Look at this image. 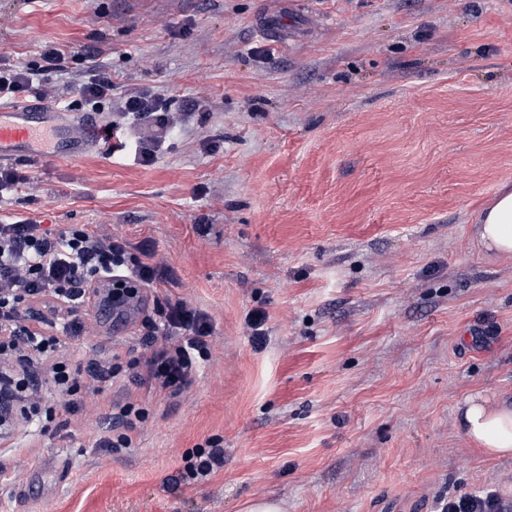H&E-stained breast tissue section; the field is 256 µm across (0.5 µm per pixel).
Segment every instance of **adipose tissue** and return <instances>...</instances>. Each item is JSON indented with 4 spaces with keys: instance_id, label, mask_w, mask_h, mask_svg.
<instances>
[{
    "instance_id": "adipose-tissue-1",
    "label": "adipose tissue",
    "mask_w": 512,
    "mask_h": 512,
    "mask_svg": "<svg viewBox=\"0 0 512 512\" xmlns=\"http://www.w3.org/2000/svg\"><path fill=\"white\" fill-rule=\"evenodd\" d=\"M471 240L488 255L512 256V186L502 185L477 214ZM457 424L483 455L512 454V399L472 393L457 407Z\"/></svg>"
}]
</instances>
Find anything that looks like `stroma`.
Returning <instances> with one entry per match:
<instances>
[{
  "mask_svg": "<svg viewBox=\"0 0 512 512\" xmlns=\"http://www.w3.org/2000/svg\"><path fill=\"white\" fill-rule=\"evenodd\" d=\"M85 44L120 90L201 108L147 166L17 163L0 222L102 224L166 264L124 311L92 297L72 367L139 358L168 299L213 332L179 396L123 373L0 439V512H437L511 487L455 413L512 395V258L468 244L512 183V0H0L1 62ZM127 401L132 447H96ZM216 437L223 467L186 483Z\"/></svg>",
  "mask_w": 512,
  "mask_h": 512,
  "instance_id": "obj_1",
  "label": "stroma"
}]
</instances>
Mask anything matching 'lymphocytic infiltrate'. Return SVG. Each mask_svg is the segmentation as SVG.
I'll return each instance as SVG.
<instances>
[{"instance_id": "lymphocytic-infiltrate-1", "label": "lymphocytic infiltrate", "mask_w": 512, "mask_h": 512, "mask_svg": "<svg viewBox=\"0 0 512 512\" xmlns=\"http://www.w3.org/2000/svg\"><path fill=\"white\" fill-rule=\"evenodd\" d=\"M41 59L35 69L0 66V98H45L53 74L66 68V53L51 48ZM81 59L87 68L77 94L95 112L102 101L111 99L117 85L109 72L95 64L93 52ZM190 118V113L173 109L168 99L141 88L124 93L107 127L116 135L134 123L162 129V136L128 146L149 164L163 150L166 133L186 126ZM119 268L127 270L128 281L138 288L153 286L163 275L161 263L128 252L111 231L98 225L76 224L58 232L27 219L0 224V370L29 395L31 413L23 417L24 425L45 427L54 419V408L47 405L36 383L39 372L50 371L58 400L72 413L82 409V389H101L118 375L119 365L95 360L86 367V379H79L60 357L59 348L61 337L77 340L90 335L91 327L82 316L90 292L103 287L106 277ZM211 333L207 314L180 300L168 304L160 323H148L145 351L128 364L131 377L146 375L157 391L179 395L193 383ZM146 418L139 404L119 405L111 415L118 435L96 439V447H131L133 434L141 431ZM441 512H512V499L488 489L463 493L443 502Z\"/></svg>"}]
</instances>
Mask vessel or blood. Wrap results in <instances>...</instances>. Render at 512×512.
Returning a JSON list of instances; mask_svg holds the SVG:
<instances>
[{"mask_svg": "<svg viewBox=\"0 0 512 512\" xmlns=\"http://www.w3.org/2000/svg\"><path fill=\"white\" fill-rule=\"evenodd\" d=\"M96 143L87 114L70 117L53 106L0 102V163L33 157L37 144L45 146L48 155L73 160Z\"/></svg>", "mask_w": 512, "mask_h": 512, "instance_id": "b4317fda", "label": "vessel or blood"}]
</instances>
